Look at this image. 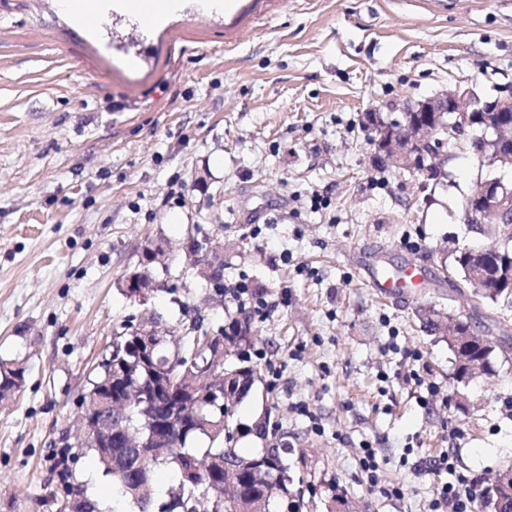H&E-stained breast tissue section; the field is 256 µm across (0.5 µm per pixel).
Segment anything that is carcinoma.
<instances>
[{
  "mask_svg": "<svg viewBox=\"0 0 512 512\" xmlns=\"http://www.w3.org/2000/svg\"><path fill=\"white\" fill-rule=\"evenodd\" d=\"M437 147L448 154V160H453L461 152H467L478 157L477 150L481 149L479 138H448L440 132L436 134ZM481 234L491 239L489 247L495 248L502 259L512 265V233L502 224H486L481 227ZM472 256L469 248L456 250L452 257V268L459 274H464L471 267ZM456 295L464 301V307L477 310L483 305H493L500 312H512V290L501 288L497 279L487 278L478 286L463 279L452 284ZM415 316L421 328L437 340L448 342V350L453 356L454 376L463 382L476 374L491 380L496 376L492 365V356L497 340L492 336L478 334L472 324L471 315L457 316V312L449 311L439 303H423L416 309ZM126 332L112 341V371L124 375L123 388H113L122 391L126 396L130 393H142L153 390L154 377L144 370L139 358L140 347L132 333V325L125 326ZM208 332L198 336H188L186 339L169 343L162 340L154 351V358L161 366L173 363L177 367V378L184 381H197L201 377L196 366L201 364V358L209 357L203 350L204 340ZM214 343H224V356L234 353V348L247 344L252 340L250 323L236 317L224 324L215 335ZM25 379V367L12 361L0 362V398L5 399L10 394L21 390ZM259 374L255 366L249 364V359L241 357L232 368L224 369L222 385L225 386L224 419H219L209 406L203 405L197 412V421L192 426L174 431L173 443L176 447L162 450L144 460L140 454L130 448H112L113 464L107 467L104 461L106 448L64 447L61 450L64 467L57 473L59 483L70 488L78 482L75 472L71 469V458L77 459L88 454L92 455L102 475L112 480V486L121 497L131 503L138 512H230L226 500L235 497L236 492L224 484H215L200 479L191 480L184 475V467L191 460L204 457L215 459L214 467L224 471V465L231 464L239 467L238 487L242 494L254 498L261 503V512H281L290 494L286 455L288 448L277 447L269 457V462L257 463L263 449L259 448L252 455H244L234 443V429L231 420L236 407L251 392ZM209 439L210 446L195 448L193 443L199 437ZM174 468L177 481L166 492L162 502H156L155 478L161 469ZM83 487V512H109L103 507L95 493L89 490L88 484Z\"/></svg>",
  "mask_w": 512,
  "mask_h": 512,
  "instance_id": "1",
  "label": "carcinoma"
}]
</instances>
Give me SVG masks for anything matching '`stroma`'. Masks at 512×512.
Segmentation results:
<instances>
[{
  "label": "stroma",
  "mask_w": 512,
  "mask_h": 512,
  "mask_svg": "<svg viewBox=\"0 0 512 512\" xmlns=\"http://www.w3.org/2000/svg\"><path fill=\"white\" fill-rule=\"evenodd\" d=\"M459 84L512 85V0H236L152 32L114 15L93 34L56 0H0V358L26 366L0 410V512H44L99 359L148 309L180 336L249 318L260 379L233 423L278 426L302 512H432V457L482 482L511 463L512 337L495 383L462 384L414 311L453 294L443 249L485 242L461 218L471 185L512 168L464 152L424 191L377 165L360 123ZM211 241L222 283L266 310L188 266ZM147 248L166 266L143 267ZM369 262L422 267L426 284L378 296ZM145 268L143 304L126 280ZM405 350L437 401L403 380ZM367 444L402 497L372 490Z\"/></svg>",
  "instance_id": "1"
}]
</instances>
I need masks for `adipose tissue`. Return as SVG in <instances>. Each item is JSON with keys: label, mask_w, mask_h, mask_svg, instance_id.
<instances>
[{"label": "adipose tissue", "mask_w": 512, "mask_h": 512, "mask_svg": "<svg viewBox=\"0 0 512 512\" xmlns=\"http://www.w3.org/2000/svg\"><path fill=\"white\" fill-rule=\"evenodd\" d=\"M59 5L65 14L86 25H98L113 13L137 23L148 18L159 25L181 8L182 0H60Z\"/></svg>", "instance_id": "obj_1"}]
</instances>
